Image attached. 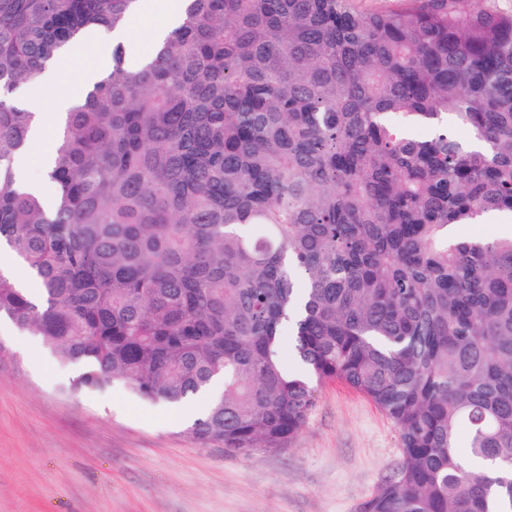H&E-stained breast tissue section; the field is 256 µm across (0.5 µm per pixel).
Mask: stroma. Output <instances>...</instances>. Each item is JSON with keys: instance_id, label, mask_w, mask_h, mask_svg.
Listing matches in <instances>:
<instances>
[{"instance_id": "1", "label": "stroma", "mask_w": 512, "mask_h": 512, "mask_svg": "<svg viewBox=\"0 0 512 512\" xmlns=\"http://www.w3.org/2000/svg\"><path fill=\"white\" fill-rule=\"evenodd\" d=\"M76 372L0 321V512H358L400 461L395 425L336 382L290 447L245 457L193 439L195 404L74 391Z\"/></svg>"}]
</instances>
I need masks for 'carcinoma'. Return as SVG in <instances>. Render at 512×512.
<instances>
[{"mask_svg":"<svg viewBox=\"0 0 512 512\" xmlns=\"http://www.w3.org/2000/svg\"><path fill=\"white\" fill-rule=\"evenodd\" d=\"M410 2L183 0L59 117L47 201L18 92L142 0H0V245L30 271L0 274V318L80 365L74 391L223 378L187 430L244 456L343 383L400 432L359 512H512V236L453 235L512 217V15Z\"/></svg>","mask_w":512,"mask_h":512,"instance_id":"carcinoma-1","label":"carcinoma"}]
</instances>
